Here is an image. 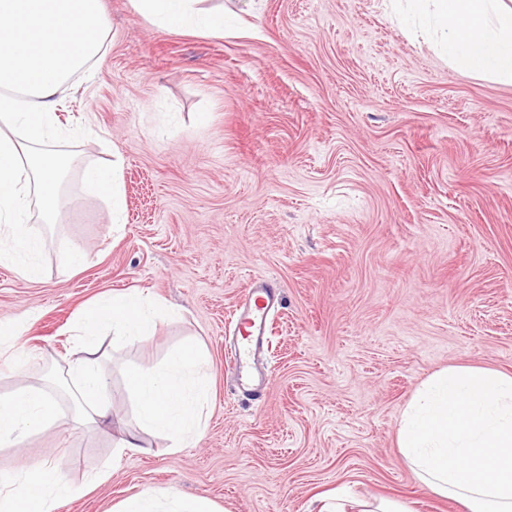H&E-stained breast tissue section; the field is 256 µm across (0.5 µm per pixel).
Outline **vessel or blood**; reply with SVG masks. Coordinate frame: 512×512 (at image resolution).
I'll list each match as a JSON object with an SVG mask.
<instances>
[{
    "mask_svg": "<svg viewBox=\"0 0 512 512\" xmlns=\"http://www.w3.org/2000/svg\"><path fill=\"white\" fill-rule=\"evenodd\" d=\"M279 303L275 282L268 278L251 280L242 304L232 316L234 364L241 374L242 386L255 391L267 388L271 372L254 369V358L264 347L268 318Z\"/></svg>",
    "mask_w": 512,
    "mask_h": 512,
    "instance_id": "1",
    "label": "vessel or blood"
}]
</instances>
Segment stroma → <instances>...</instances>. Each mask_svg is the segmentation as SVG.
<instances>
[{
    "instance_id": "1",
    "label": "stroma",
    "mask_w": 512,
    "mask_h": 512,
    "mask_svg": "<svg viewBox=\"0 0 512 512\" xmlns=\"http://www.w3.org/2000/svg\"><path fill=\"white\" fill-rule=\"evenodd\" d=\"M223 36L167 31L101 0L107 33L58 108L73 165L42 277L0 263V322L29 321L26 375L0 355V397L40 380L63 425L0 447V471L55 465L106 481L56 512H116L168 486L216 512H309L315 497L465 512L421 487L397 446L406 404L448 366L512 374V85L454 68L389 0H204ZM116 163L120 219L81 169ZM84 247L78 269L67 255ZM281 300L262 354L273 384L242 389L228 318L245 279ZM140 290L167 318L146 344L99 345L114 423H77L62 375L71 329L106 294ZM186 345L209 364L207 422L175 450L119 453L138 426L125 371Z\"/></svg>"
}]
</instances>
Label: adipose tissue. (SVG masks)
<instances>
[{
  "instance_id": "1",
  "label": "adipose tissue",
  "mask_w": 512,
  "mask_h": 512,
  "mask_svg": "<svg viewBox=\"0 0 512 512\" xmlns=\"http://www.w3.org/2000/svg\"><path fill=\"white\" fill-rule=\"evenodd\" d=\"M202 0H131L136 12L167 29H195L219 36L223 13ZM401 14L419 20L449 62L512 84V0H394ZM105 29L100 0H0V263L14 265L28 280L42 275L47 240L27 225L31 208L53 224L62 205L65 157L54 143L56 107L69 78L99 57ZM157 303L138 292L106 296L85 313L76 329L66 371L79 420L97 426L112 419L103 377L106 356L97 332L150 340ZM203 353L183 348L164 365L133 369L127 388L136 398L142 428L165 434L172 448L190 447L205 423ZM57 400L43 387L25 386L0 399V446H14L29 433L57 426ZM81 487L58 479L49 464L22 474L0 473V512H52L56 500L82 495ZM120 512H214L202 497L174 487L148 489L127 499Z\"/></svg>"
}]
</instances>
